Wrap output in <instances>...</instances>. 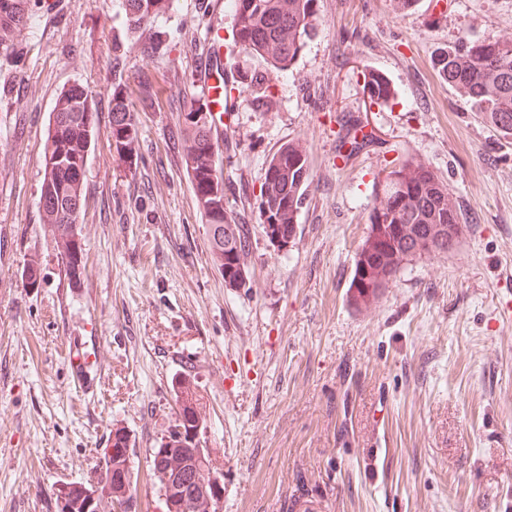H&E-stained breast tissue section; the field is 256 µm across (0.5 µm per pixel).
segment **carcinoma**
<instances>
[{"label":"carcinoma","mask_w":512,"mask_h":512,"mask_svg":"<svg viewBox=\"0 0 512 512\" xmlns=\"http://www.w3.org/2000/svg\"><path fill=\"white\" fill-rule=\"evenodd\" d=\"M172 0H124L127 38L166 13ZM316 0H232L235 44L247 56H258L286 71L304 50L318 26ZM32 23L28 0H0V45L7 46ZM434 68L444 81L486 124L502 137L512 138V40L458 37L439 49ZM364 90L371 101L394 96L388 81L375 71L364 73ZM183 134L182 163L193 186L197 208L208 225L232 224L236 254L226 255L224 242L211 246L218 269L245 277L240 287H251L252 252L248 225L224 209V177L218 170V145L211 138V113L192 107ZM94 128L92 95L73 84L60 93L49 122L44 145L45 173L40 206L72 280L84 270V253L76 222L84 203V173ZM112 146L119 158L138 156V128L132 102L117 82L112 93ZM311 181L307 145L301 139L283 143L269 158L263 174L259 205L261 223L290 231L306 199ZM464 210L448 184L425 161L408 157L385 172L375 186L368 214V233L356 254L348 301L368 310L383 296L378 282L393 283L405 264L415 258L446 253L458 241ZM455 232L448 234V225ZM176 402L189 405L192 417L179 414L159 447L152 450V469L159 488L167 475L182 473L189 490L207 479L209 458L199 460L188 432L197 427L203 406L194 378L187 374L173 385Z\"/></svg>","instance_id":"obj_1"}]
</instances>
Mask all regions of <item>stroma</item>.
Masks as SVG:
<instances>
[{
	"label": "stroma",
	"mask_w": 512,
	"mask_h": 512,
	"mask_svg": "<svg viewBox=\"0 0 512 512\" xmlns=\"http://www.w3.org/2000/svg\"><path fill=\"white\" fill-rule=\"evenodd\" d=\"M173 0L124 36L123 0H29L32 28L0 48V512H57L88 481L113 426L132 443L135 512H162L151 451L173 383L194 376L202 447L223 463V512H512V139L441 80L462 35L512 37V0H318L287 72L233 45L230 9ZM234 96L218 163L224 205L251 229V287L230 289L182 165L193 71L213 38ZM395 90L373 103L365 71ZM128 82L137 164L110 140L112 84ZM95 110L85 254L72 280L39 206L49 116L72 83ZM374 143L349 153L347 125ZM306 141L312 184L291 247L264 237L266 162ZM416 156L467 216L453 250L407 263L368 311L348 303L373 186ZM36 268V282L27 271ZM87 346L94 392L66 353Z\"/></svg>",
	"instance_id": "obj_1"
}]
</instances>
